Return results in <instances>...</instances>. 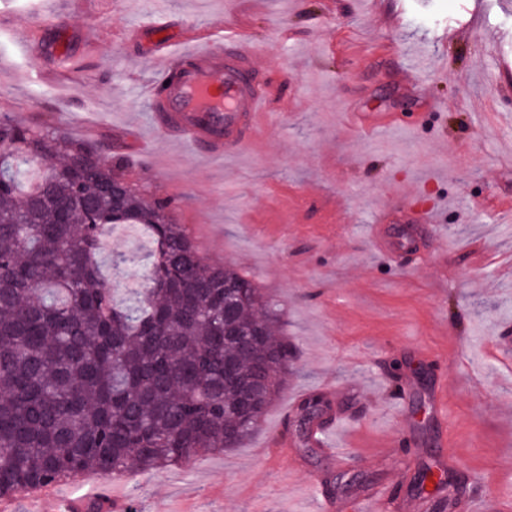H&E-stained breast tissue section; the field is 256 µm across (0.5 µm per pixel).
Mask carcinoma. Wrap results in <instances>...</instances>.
Here are the masks:
<instances>
[{
	"label": "carcinoma",
	"instance_id": "obj_1",
	"mask_svg": "<svg viewBox=\"0 0 512 512\" xmlns=\"http://www.w3.org/2000/svg\"><path fill=\"white\" fill-rule=\"evenodd\" d=\"M172 209L98 145L0 115V499L238 448L284 390L277 301L205 262ZM119 226L145 232L153 257L121 299L101 260ZM138 263L111 257L115 271ZM328 410L300 400L296 428Z\"/></svg>",
	"mask_w": 512,
	"mask_h": 512
}]
</instances>
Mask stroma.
<instances>
[{
    "label": "stroma",
    "instance_id": "stroma-1",
    "mask_svg": "<svg viewBox=\"0 0 512 512\" xmlns=\"http://www.w3.org/2000/svg\"><path fill=\"white\" fill-rule=\"evenodd\" d=\"M47 13L63 26L30 33ZM156 15L173 41L224 17L250 37L282 88L255 145L209 158L161 134ZM1 112L103 146L141 194L178 200L206 262L280 303L294 357L259 430L136 472L129 512H327L380 484L407 512L428 469L459 487L434 512H512V0H0ZM106 249L141 257L116 294L144 282L143 236ZM311 394L350 462L304 451L291 421Z\"/></svg>",
    "mask_w": 512,
    "mask_h": 512
}]
</instances>
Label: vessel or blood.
<instances>
[{
	"label": "vessel or blood",
	"mask_w": 512,
	"mask_h": 512,
	"mask_svg": "<svg viewBox=\"0 0 512 512\" xmlns=\"http://www.w3.org/2000/svg\"><path fill=\"white\" fill-rule=\"evenodd\" d=\"M183 41L191 51L179 53L169 42H160L156 55L164 71L181 68L179 80L165 93L153 97L161 132L187 139L207 154L233 155L253 139L264 113L277 109L280 102L277 83L259 77L253 65L247 37L225 34L223 26L204 30L187 29ZM392 490L378 486L360 494L352 512H385ZM29 512H82L76 501L59 506L54 485L47 484L26 492Z\"/></svg>",
	"instance_id": "vessel-or-blood-1"
}]
</instances>
